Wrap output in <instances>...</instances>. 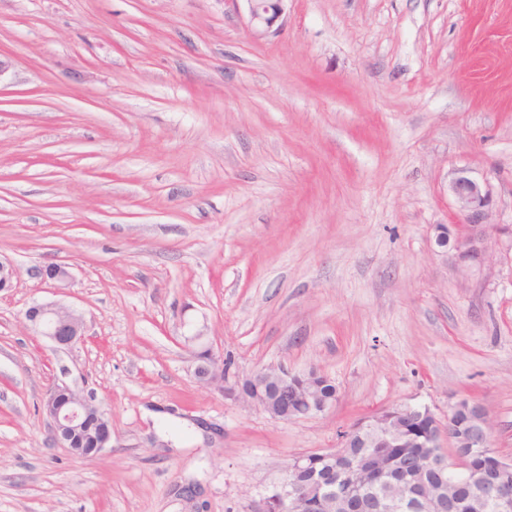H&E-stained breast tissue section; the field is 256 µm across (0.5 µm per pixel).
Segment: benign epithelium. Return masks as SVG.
I'll return each mask as SVG.
<instances>
[{"instance_id": "benign-epithelium-1", "label": "benign epithelium", "mask_w": 512, "mask_h": 512, "mask_svg": "<svg viewBox=\"0 0 512 512\" xmlns=\"http://www.w3.org/2000/svg\"><path fill=\"white\" fill-rule=\"evenodd\" d=\"M245 2L249 23L256 36L275 34L282 27L288 0ZM450 192L458 212L464 217V224L458 227V233L453 237L448 225H435V242L441 248H451L457 265L468 269L472 264L489 258L492 234H512V228L485 223L490 195L479 182L461 175L450 184ZM37 275L58 287L70 279L66 267L59 264L42 266L38 268ZM26 319L38 333L61 347L72 346L84 336L82 316L58 304H34L27 309ZM197 359L195 374L203 381L211 383L215 376L226 372L224 360L211 351L198 354ZM317 377L319 373L313 371L300 374L283 368L264 367L230 387L221 385L219 389L262 409L275 419L288 421L321 413L336 403L334 398H323L315 385L306 382L308 378ZM93 409L101 411L93 395L66 384L52 386L42 401V411L50 424L54 442L74 457L77 453L72 448V440ZM397 413L428 419L429 433L423 437L421 445L429 449L428 470L431 472L446 471L450 463L455 468L466 467L467 456L459 449L485 448L492 441L493 424L489 413L481 402L474 399L461 398L452 404L446 422L426 406L399 405ZM387 414V410L377 412L357 426L362 433L371 432L367 439L361 436L356 440L349 432L336 451L297 458L255 512H459L461 506L444 491L445 484H430L424 473L416 485L399 492L389 488L371 497L337 493L321 478L304 483L293 481L294 474L308 471L320 461L334 462L343 458L350 448H368V455L377 461L381 458L377 449L398 447L404 435L400 429L386 423ZM447 445L456 449L451 459L445 450ZM476 498L489 503L494 512H512V490L492 479L481 485Z\"/></svg>"}]
</instances>
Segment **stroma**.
Masks as SVG:
<instances>
[{
  "label": "stroma",
  "instance_id": "obj_1",
  "mask_svg": "<svg viewBox=\"0 0 512 512\" xmlns=\"http://www.w3.org/2000/svg\"><path fill=\"white\" fill-rule=\"evenodd\" d=\"M462 174L512 225V0H288L262 38L245 0H0V512H255L359 419L463 397L512 459V237L464 273L435 243ZM204 347L336 403L271 418L196 378ZM61 382L111 448L54 445ZM26 319L43 336L58 346L69 347L84 336V320L75 310L46 303L34 304L26 311ZM96 410L105 422L101 432V441L98 449L100 454L105 448L111 447L112 430L108 418L101 410L92 394H84L67 384L53 385L42 401V411L46 416L54 442L61 448L79 457L76 448H72L74 436L83 428L90 411Z\"/></svg>",
  "mask_w": 512,
  "mask_h": 512
}]
</instances>
